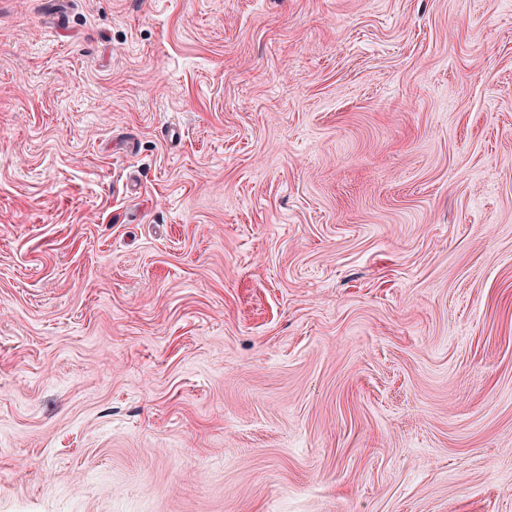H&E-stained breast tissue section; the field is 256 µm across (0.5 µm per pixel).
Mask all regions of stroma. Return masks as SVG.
Listing matches in <instances>:
<instances>
[{
    "label": "stroma",
    "mask_w": 512,
    "mask_h": 512,
    "mask_svg": "<svg viewBox=\"0 0 512 512\" xmlns=\"http://www.w3.org/2000/svg\"><path fill=\"white\" fill-rule=\"evenodd\" d=\"M0 512H512V0H0Z\"/></svg>",
    "instance_id": "stroma-1"
}]
</instances>
